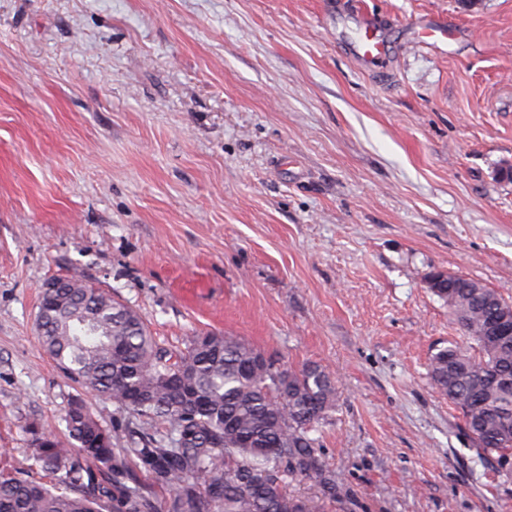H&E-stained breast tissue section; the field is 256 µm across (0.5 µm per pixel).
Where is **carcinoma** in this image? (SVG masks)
<instances>
[{
    "label": "carcinoma",
    "instance_id": "1",
    "mask_svg": "<svg viewBox=\"0 0 512 512\" xmlns=\"http://www.w3.org/2000/svg\"><path fill=\"white\" fill-rule=\"evenodd\" d=\"M59 283L38 303L43 349L134 425L108 426L72 397L64 416L71 443L32 424L42 480L0 470V512H157V489L171 490L164 512H319L288 494V474L333 496L312 437L336 411L338 388L327 369L260 364L256 349L212 333L172 352L130 306L87 283ZM437 296L481 356L456 344L441 348L430 360L432 378L477 446L504 457L512 453V387L503 383L512 379V337L490 346L482 331L512 302L456 274Z\"/></svg>",
    "mask_w": 512,
    "mask_h": 512
}]
</instances>
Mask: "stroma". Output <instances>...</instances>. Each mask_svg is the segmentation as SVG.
I'll return each instance as SVG.
<instances>
[{
  "mask_svg": "<svg viewBox=\"0 0 512 512\" xmlns=\"http://www.w3.org/2000/svg\"><path fill=\"white\" fill-rule=\"evenodd\" d=\"M506 162L512 0H0V449L34 477L30 424L67 437L79 389L34 327L63 277L169 349L216 333L329 369L336 498L285 478L325 512H512V455L431 378L467 339L427 286L512 299ZM360 35L355 47L358 57L366 64L376 66L384 58L386 44L373 24L362 18L359 24Z\"/></svg>",
  "mask_w": 512,
  "mask_h": 512,
  "instance_id": "35a3bbf8",
  "label": "stroma"
}]
</instances>
